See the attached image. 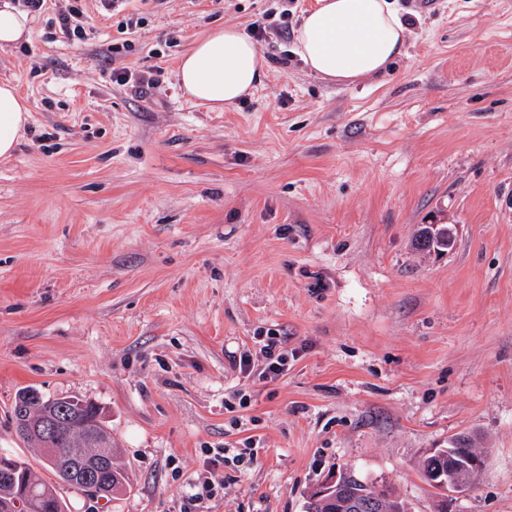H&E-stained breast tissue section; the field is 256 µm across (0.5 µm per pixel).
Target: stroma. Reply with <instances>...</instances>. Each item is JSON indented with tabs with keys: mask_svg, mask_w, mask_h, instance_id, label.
<instances>
[{
	"mask_svg": "<svg viewBox=\"0 0 512 512\" xmlns=\"http://www.w3.org/2000/svg\"><path fill=\"white\" fill-rule=\"evenodd\" d=\"M61 4L0 47L30 107L0 157V454L53 478L11 418L30 387L100 406L128 477L106 503L61 486L69 512H306L342 472L408 512H512V0H396L405 55L353 84L296 52L315 0H86L78 44ZM221 25L264 27L268 68L213 110L175 69ZM434 218L444 255L412 246ZM271 332L288 369L262 379ZM456 434L485 464L442 496L421 463ZM65 9L59 10L54 21L55 27L69 41L83 42L85 40V30L78 23V18L83 15L84 0H67ZM112 80L123 86L131 83L135 91L143 95H147L155 88V78L151 72H142L136 77L125 68L113 69Z\"/></svg>",
	"mask_w": 512,
	"mask_h": 512,
	"instance_id": "1",
	"label": "stroma"
}]
</instances>
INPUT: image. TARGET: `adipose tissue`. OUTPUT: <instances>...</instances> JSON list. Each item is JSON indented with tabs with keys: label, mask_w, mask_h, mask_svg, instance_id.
I'll return each mask as SVG.
<instances>
[{
	"label": "adipose tissue",
	"mask_w": 512,
	"mask_h": 512,
	"mask_svg": "<svg viewBox=\"0 0 512 512\" xmlns=\"http://www.w3.org/2000/svg\"><path fill=\"white\" fill-rule=\"evenodd\" d=\"M406 26L392 0H318L296 30V51L317 76L353 82L384 74L404 52ZM256 44L232 26L198 38L179 64L184 89L213 109L252 95L265 75ZM30 108L17 89L0 83V157L25 135Z\"/></svg>",
	"instance_id": "adipose-tissue-1"
}]
</instances>
